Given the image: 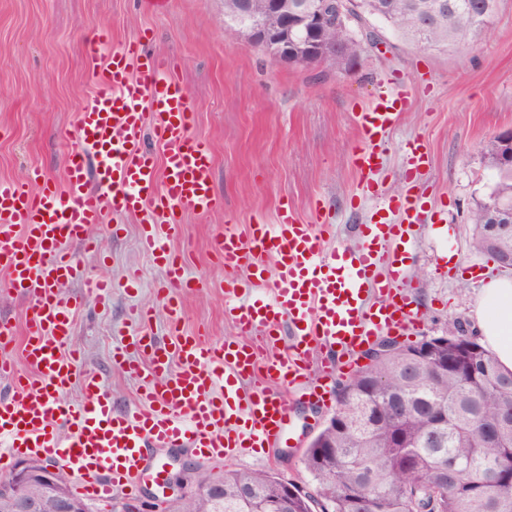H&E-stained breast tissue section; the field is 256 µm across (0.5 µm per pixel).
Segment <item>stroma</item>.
Returning a JSON list of instances; mask_svg holds the SVG:
<instances>
[{"mask_svg": "<svg viewBox=\"0 0 512 512\" xmlns=\"http://www.w3.org/2000/svg\"><path fill=\"white\" fill-rule=\"evenodd\" d=\"M104 30L114 46L140 39L171 61L195 113L193 133L211 147L219 205L205 216L186 212L169 241L203 283L182 298L183 332L213 343L235 334L224 313V269L212 252L225 224H271L286 205L308 222L329 225L327 248L353 247L377 192L408 195L419 205L405 253L411 305L419 315L408 339L468 323L480 272L499 271L490 256L472 249L470 215L496 180L488 146L512 129V0H502L495 24L471 47L423 49L386 30L378 48L363 53L352 70L322 73L231 36L222 0H164L159 6L150 0H0V180L20 181L37 168L65 182L77 113L92 89L84 49ZM382 81L402 90L407 105L384 139L382 165L366 192L354 166L362 145L356 116L373 104ZM415 141L429 163L412 186L403 167ZM91 233L104 241V253L78 248L74 254L86 275L111 282L112 293L98 299L79 280L64 287V296L81 300L68 347L81 355L80 372L95 375L113 406L126 410L138 406L141 382L113 363L112 351L133 333L128 315L138 305L156 306L152 332L168 341L156 296L164 269L140 245L138 216L105 212ZM334 410L295 401L285 451L276 447L224 461L172 448L159 452L157 463L166 473L273 471L309 486L313 479L300 458Z\"/></svg>", "mask_w": 512, "mask_h": 512, "instance_id": "1", "label": "stroma"}]
</instances>
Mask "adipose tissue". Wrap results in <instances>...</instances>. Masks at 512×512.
Listing matches in <instances>:
<instances>
[{
	"label": "adipose tissue",
	"mask_w": 512,
	"mask_h": 512,
	"mask_svg": "<svg viewBox=\"0 0 512 512\" xmlns=\"http://www.w3.org/2000/svg\"><path fill=\"white\" fill-rule=\"evenodd\" d=\"M470 317L484 347L512 371V277L485 279Z\"/></svg>",
	"instance_id": "obj_1"
}]
</instances>
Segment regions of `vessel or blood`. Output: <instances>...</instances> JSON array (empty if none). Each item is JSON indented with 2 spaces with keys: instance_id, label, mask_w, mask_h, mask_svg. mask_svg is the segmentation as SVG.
Returning a JSON list of instances; mask_svg holds the SVG:
<instances>
[{
  "instance_id": "1",
  "label": "vessel or blood",
  "mask_w": 512,
  "mask_h": 512,
  "mask_svg": "<svg viewBox=\"0 0 512 512\" xmlns=\"http://www.w3.org/2000/svg\"><path fill=\"white\" fill-rule=\"evenodd\" d=\"M85 56L96 78L77 115L76 151L67 178L57 185L33 170L26 184L0 181V291L27 297L25 333L0 322V378L12 387L0 395V472L14 458L62 463L78 493L93 502L132 495L150 468L154 450L190 448L204 458H235L277 447L289 426V395L327 401V382L349 358L382 333H404L414 324L405 270L392 243L407 245L415 201L379 200V216L360 225L361 243L344 251L324 248L322 226L282 209L276 223L230 225L214 242L223 265L226 313L237 334L218 344L180 328L182 293L196 290L184 255L167 250L159 227L176 229L186 211L207 214L217 205L213 156L194 137L188 95L164 58L142 45L113 47L107 34L90 40ZM401 93L382 89L374 106L359 113L363 142L360 173L381 164L379 147L399 118ZM154 135L161 154L146 148ZM142 217L145 250L166 270L159 286L170 328L157 343L148 327L153 313L133 310L139 329L113 359L141 380V406L118 411L100 380L78 376V358L64 347L74 332L78 301L62 295L81 278L70 243L97 252L88 234L105 209ZM272 257L275 270L264 259ZM82 279V278H81ZM292 337L273 352L283 326ZM147 362L129 359V350ZM20 351L25 371L15 367ZM319 383H308L311 371ZM81 380L86 402L63 398ZM68 436H60L58 426Z\"/></svg>"
}]
</instances>
